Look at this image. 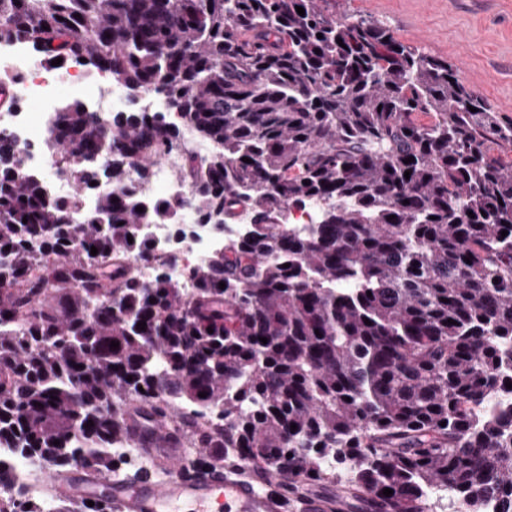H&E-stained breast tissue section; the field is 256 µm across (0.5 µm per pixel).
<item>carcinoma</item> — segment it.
I'll list each match as a JSON object with an SVG mask.
<instances>
[{
    "label": "carcinoma",
    "instance_id": "cac0c4a2",
    "mask_svg": "<svg viewBox=\"0 0 512 512\" xmlns=\"http://www.w3.org/2000/svg\"><path fill=\"white\" fill-rule=\"evenodd\" d=\"M15 42L164 97L218 150L156 112L105 129L64 105L55 174L112 184L70 224L80 196L49 199L0 133L1 448L110 477L136 400L193 423L197 464L285 472L293 496L345 483L349 512H428L439 489L512 512V159L493 155L512 121L455 66L320 0H0ZM177 148L202 220L249 218L190 294L128 262L154 257L142 226L179 221L182 199L143 192ZM312 201L318 223L282 224ZM0 512L112 504L43 489Z\"/></svg>",
    "mask_w": 512,
    "mask_h": 512
}]
</instances>
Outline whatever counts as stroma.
<instances>
[{
    "instance_id": "1",
    "label": "stroma",
    "mask_w": 512,
    "mask_h": 512,
    "mask_svg": "<svg viewBox=\"0 0 512 512\" xmlns=\"http://www.w3.org/2000/svg\"><path fill=\"white\" fill-rule=\"evenodd\" d=\"M389 27L404 44L447 60L512 121V0H324Z\"/></svg>"
}]
</instances>
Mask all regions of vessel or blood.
<instances>
[{
  "instance_id": "1",
  "label": "vessel or blood",
  "mask_w": 512,
  "mask_h": 512,
  "mask_svg": "<svg viewBox=\"0 0 512 512\" xmlns=\"http://www.w3.org/2000/svg\"><path fill=\"white\" fill-rule=\"evenodd\" d=\"M125 427L145 460L135 477L103 486L74 467L50 478L55 496L78 502L104 497L112 512H333L335 508L319 494L288 500L284 490L289 478L283 472L226 463L190 464L184 433L142 411L127 413Z\"/></svg>"
}]
</instances>
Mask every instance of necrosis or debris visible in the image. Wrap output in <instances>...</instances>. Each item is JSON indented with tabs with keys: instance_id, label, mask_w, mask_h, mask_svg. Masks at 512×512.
I'll return each instance as SVG.
<instances>
[{
	"instance_id": "necrosis-or-debris-1",
	"label": "necrosis or debris",
	"mask_w": 512,
	"mask_h": 512,
	"mask_svg": "<svg viewBox=\"0 0 512 512\" xmlns=\"http://www.w3.org/2000/svg\"><path fill=\"white\" fill-rule=\"evenodd\" d=\"M0 78L8 82L15 99L11 110L0 113V133L16 141L23 171L40 178L49 197L66 198L69 186L52 177L54 155L48 147L50 121L62 90L90 92L89 109L102 114L122 101L124 87L91 81L73 64L63 69L43 66L18 45L0 49ZM148 231L158 255L166 260L168 275L188 289L192 268L223 249L225 240L236 236L239 227L226 224L213 229L188 207L181 213L179 226L158 223L149 225Z\"/></svg>"
}]
</instances>
